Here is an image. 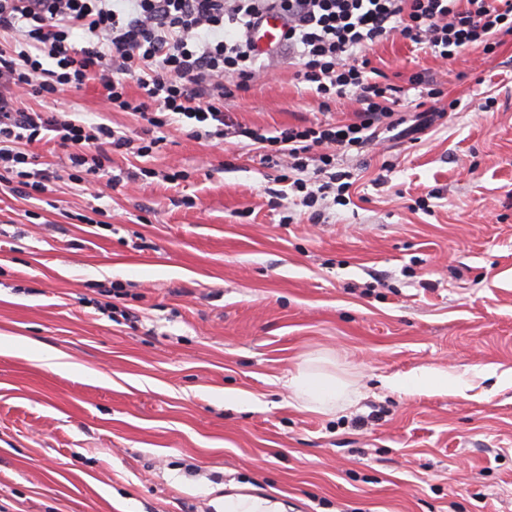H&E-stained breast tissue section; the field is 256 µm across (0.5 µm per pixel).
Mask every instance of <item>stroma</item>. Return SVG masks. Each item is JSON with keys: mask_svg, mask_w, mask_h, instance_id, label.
<instances>
[{"mask_svg": "<svg viewBox=\"0 0 512 512\" xmlns=\"http://www.w3.org/2000/svg\"><path fill=\"white\" fill-rule=\"evenodd\" d=\"M369 59L409 105L422 73L458 106L340 156L352 185L324 224L243 137L167 127L148 156L112 153L107 176L145 175L98 195L55 142L30 145L51 190L0 185V337L67 365L0 344V512H512V36L444 63L394 34ZM271 68L226 102L234 122L355 120L290 55ZM22 105L141 124L93 80ZM312 365L354 403L302 409L287 380ZM424 369L462 382L391 387ZM15 343L18 347L26 350L32 354L35 359L44 362L50 368H61L66 366V363L61 361L64 357L62 354L50 350L37 342L26 338H18Z\"/></svg>", "mask_w": 512, "mask_h": 512, "instance_id": "1", "label": "stroma"}]
</instances>
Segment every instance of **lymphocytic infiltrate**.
Listing matches in <instances>:
<instances>
[{"label": "lymphocytic infiltrate", "mask_w": 512, "mask_h": 512, "mask_svg": "<svg viewBox=\"0 0 512 512\" xmlns=\"http://www.w3.org/2000/svg\"><path fill=\"white\" fill-rule=\"evenodd\" d=\"M271 11L286 31L261 53L250 33ZM2 32L14 45L0 49V181L47 191V176L28 151L45 133L68 149V178L79 182L97 174L110 152L136 140L139 153H150L162 129L185 124L196 140L247 138L262 165L294 171L292 188L317 223L332 185L311 186L304 177L310 160L326 172L337 152L364 148L377 128L406 121L395 110L399 86L368 75L373 46L396 32L444 60L466 50L490 55L512 35V0H0ZM81 34L89 42L79 48L73 39ZM285 50L298 60L297 80L323 101L353 96L356 121L289 127L276 136L235 124L225 102L261 73L260 57ZM92 80L112 107L139 115L136 136L73 112L20 105L22 96L52 99ZM133 82L142 100L129 98Z\"/></svg>", "instance_id": "obj_1"}]
</instances>
